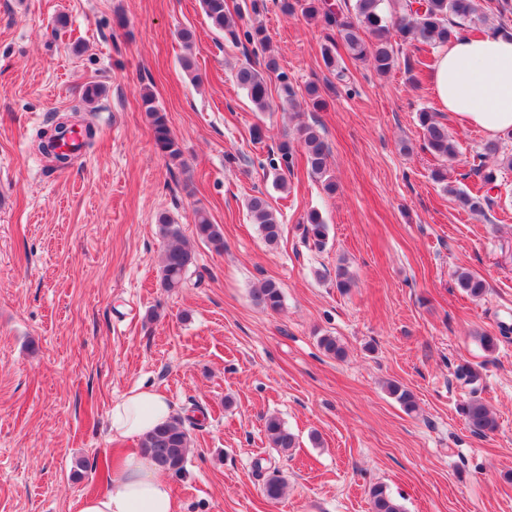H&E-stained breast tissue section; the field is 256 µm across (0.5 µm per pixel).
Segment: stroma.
<instances>
[{"mask_svg": "<svg viewBox=\"0 0 512 512\" xmlns=\"http://www.w3.org/2000/svg\"><path fill=\"white\" fill-rule=\"evenodd\" d=\"M255 21L296 92L321 86L323 108L256 111L235 81L242 46L200 0H0V512H75L104 492V457L137 445L112 435L108 411L137 386L164 393L189 431L186 470L170 478L180 512H368L376 483L405 512H512V197L475 214L452 195L479 187L467 162L484 134L438 110L431 71L415 85L400 65L381 76L340 45L342 84L323 63L322 23L273 2L239 25ZM91 85L102 92L88 103ZM148 91L183 165L155 146ZM424 108L459 147L444 185ZM66 118L94 136L56 168L39 136ZM304 123L322 130L335 192L301 161L286 189L273 182L275 145ZM258 194L281 225L272 246L247 208ZM199 207L223 249L197 236ZM313 211L328 226L320 248L304 239ZM162 213L194 256L174 292L160 286ZM461 271L486 293L468 296ZM267 280L280 311L253 300ZM324 335L343 359L319 348ZM472 399L493 412V433L466 424ZM272 414L297 448L271 447ZM274 469L286 485L272 503L262 484Z\"/></svg>", "mask_w": 512, "mask_h": 512, "instance_id": "obj_1", "label": "stroma"}]
</instances>
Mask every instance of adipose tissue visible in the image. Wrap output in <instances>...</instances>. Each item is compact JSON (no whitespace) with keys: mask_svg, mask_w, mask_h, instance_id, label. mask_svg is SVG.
<instances>
[{"mask_svg":"<svg viewBox=\"0 0 512 512\" xmlns=\"http://www.w3.org/2000/svg\"><path fill=\"white\" fill-rule=\"evenodd\" d=\"M443 111L492 136L512 132V38L463 35L440 48L432 78ZM171 409L165 396L137 388L113 402L109 429L141 438L165 423ZM76 512H179L165 473L137 450L123 453L112 467L108 488L79 499Z\"/></svg>","mask_w":512,"mask_h":512,"instance_id":"ef3b65f1","label":"adipose tissue"}]
</instances>
